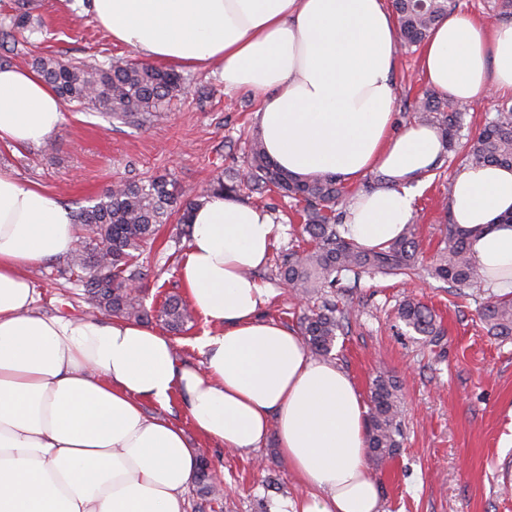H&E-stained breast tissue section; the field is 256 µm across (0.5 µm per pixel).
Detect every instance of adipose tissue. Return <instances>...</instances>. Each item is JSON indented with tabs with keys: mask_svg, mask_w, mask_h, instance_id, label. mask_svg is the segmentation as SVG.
Here are the masks:
<instances>
[{
	"mask_svg": "<svg viewBox=\"0 0 512 512\" xmlns=\"http://www.w3.org/2000/svg\"><path fill=\"white\" fill-rule=\"evenodd\" d=\"M92 21L146 62L218 66L225 88L253 93L270 157L294 175L322 171L382 186L352 196L346 238L380 248L410 223L416 192L444 152L431 125H396L397 23L388 0H89ZM429 88L470 103L512 95V24L450 13L421 54ZM63 121L54 89L0 68V141L45 143ZM450 204L487 286L512 289V169L469 164ZM180 280L221 325L197 346L198 370L142 323L47 316L28 268L68 257L73 211L0 172V512H185L200 460L183 429L141 404L180 393L196 430L235 450H278L306 493L272 512H384L367 467L366 407L349 375L317 360L260 312L254 276L278 226L262 208L211 195L190 213Z\"/></svg>",
	"mask_w": 512,
	"mask_h": 512,
	"instance_id": "adipose-tissue-1",
	"label": "adipose tissue"
}]
</instances>
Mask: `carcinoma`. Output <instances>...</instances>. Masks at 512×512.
I'll return each mask as SVG.
<instances>
[{
  "mask_svg": "<svg viewBox=\"0 0 512 512\" xmlns=\"http://www.w3.org/2000/svg\"><path fill=\"white\" fill-rule=\"evenodd\" d=\"M451 6L452 0H392L401 45L423 43ZM32 29L29 0H15L13 12L0 16V36L4 38ZM32 66L62 98L78 103L91 100L102 117L133 126L162 119L170 101L185 88L180 74L146 64L91 66L46 55L35 58ZM465 112L463 106L427 92L414 105L413 118L439 128L446 146L443 159L462 152L472 163L512 169V105L497 106L495 116L463 142ZM218 191L235 197L246 193L257 201L275 193L300 206V237L306 246L282 255L278 276L292 295L320 301L300 319L303 343L317 356L331 353L349 320L350 311L338 308L331 297L343 280L357 282L363 275L409 278L423 261L414 224L383 248L366 249L347 239L342 232L343 214L337 210L350 194L345 183L328 173L301 178L289 175L270 159L257 134L249 143L241 169L225 168L192 195L178 192L174 180L166 175L147 180L118 177L93 205L74 212L83 234L67 258V266L90 303L117 318H156L172 331L192 322L193 310L176 294L167 295L158 307H146L141 297L146 273L140 258L161 227L173 220L179 224L180 235L190 236L191 210ZM440 244L427 266L428 275L458 291L472 287L479 274L469 257L466 234L451 224ZM397 317L420 336L441 334L435 313L414 297L399 304ZM481 319L492 335L512 336V298L487 301ZM401 417L396 381L385 373L377 374L370 386L369 463L377 466L396 454L403 434ZM196 481L204 489L214 483L213 471L204 458L199 460Z\"/></svg>",
  "mask_w": 512,
  "mask_h": 512,
  "instance_id": "cac0c4a2",
  "label": "carcinoma"
}]
</instances>
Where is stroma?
Wrapping results in <instances>:
<instances>
[{"label": "stroma", "instance_id": "1", "mask_svg": "<svg viewBox=\"0 0 512 512\" xmlns=\"http://www.w3.org/2000/svg\"><path fill=\"white\" fill-rule=\"evenodd\" d=\"M84 8V0H33L32 13L41 29L20 36L21 55L0 46V57L26 68L48 52L92 65L136 61V53L113 43ZM420 61L417 47L397 55L393 79L401 125L411 123L412 102L427 88ZM184 77L187 94L153 126L111 123L92 105L64 103V120L51 138L53 151L0 142V171L40 184L73 208L87 205L121 175L169 173L179 192L191 193L240 158L257 125L250 94L225 89L218 71H188ZM464 164L459 158L445 165L417 193L412 219L426 254L435 252L445 232L439 205ZM267 203L275 208L280 230L271 261L255 276L275 290L265 316L295 330L304 307L276 277L274 260L300 240L289 222V200L274 196ZM187 243L176 225L169 224L146 252V305L159 304L168 294L185 295L173 256L184 253ZM65 268V262L50 261L30 270L38 310L76 318L92 314L83 290L68 280ZM409 294L441 317V336L425 340L397 319L396 309ZM494 294L480 282L460 299L446 283L422 272L407 281L364 276L352 298H339V305L352 308L354 315L336 340L332 361L349 374L361 398H368L370 383L380 373L393 376L399 386L403 445L394 458L371 469L384 512H512V336L490 335L479 315ZM144 409L181 426L223 479L219 495L191 485L186 512H271L275 501L302 493L275 444L236 451L196 435L177 395L164 405L145 401Z\"/></svg>", "mask_w": 512, "mask_h": 512}]
</instances>
